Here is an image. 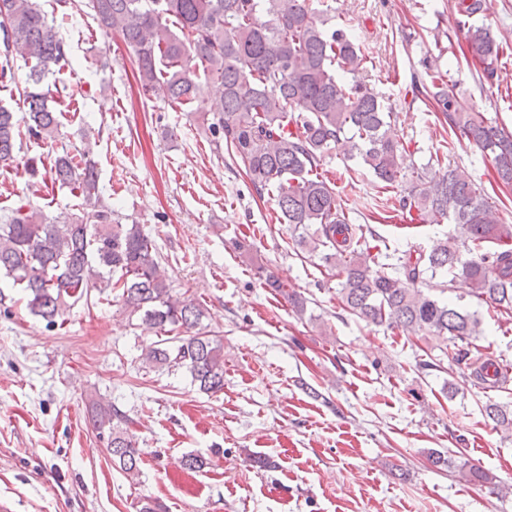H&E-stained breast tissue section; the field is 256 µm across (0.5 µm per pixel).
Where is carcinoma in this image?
Returning <instances> with one entry per match:
<instances>
[{"label":"carcinoma","instance_id":"1","mask_svg":"<svg viewBox=\"0 0 512 512\" xmlns=\"http://www.w3.org/2000/svg\"><path fill=\"white\" fill-rule=\"evenodd\" d=\"M324 0H88L99 25L122 35L138 64L143 95L162 85L169 102L184 106L200 101V80L212 85L217 112L207 129L224 143L243 167L256 191H274L276 221L294 233L298 252L339 270L342 309L376 326L408 334L435 336L451 346L448 365L474 367L482 385L507 381L508 364L471 355L480 336L479 318L424 290L428 280L453 274L470 285L474 297L512 315V223L458 169L435 155L442 174L427 177L406 164L409 147L391 138L396 113L384 99L355 80L365 68L364 52L342 28L326 27ZM458 48L494 76L502 43L491 28L473 18L486 0H455ZM30 64L24 91L28 136L53 140L62 113L55 109L58 90L45 83L67 60L66 43L37 0H0V80L14 79L13 61ZM426 88L453 132L458 131L491 159L502 184L512 186V132L464 106L454 86L435 72ZM295 129H289L290 125ZM18 124L14 112L0 106V163L15 160ZM343 145L362 169L388 186L401 189L400 207L416 210L423 223L446 219L460 229L463 243L447 237L428 252L362 259V224L346 217L331 182L317 173L326 154ZM51 179L80 190L73 212L48 218L28 202L0 225V272L23 286L27 308L48 324L57 323L71 303L119 292L126 310L154 329L158 340L141 350L146 369L185 370L199 391H224V342L201 331V305L172 293L160 274L156 248L138 224L112 219V207L99 191L96 168L88 154L64 151L54 159ZM487 243L497 245L484 250ZM263 285L291 299L299 313L306 301L288 290L268 266L256 264ZM91 422L107 453L127 475L138 473L137 438L130 419L112 402L93 400ZM498 429L512 436V407L485 406ZM461 480L488 483L480 468L458 467Z\"/></svg>","mask_w":512,"mask_h":512}]
</instances>
